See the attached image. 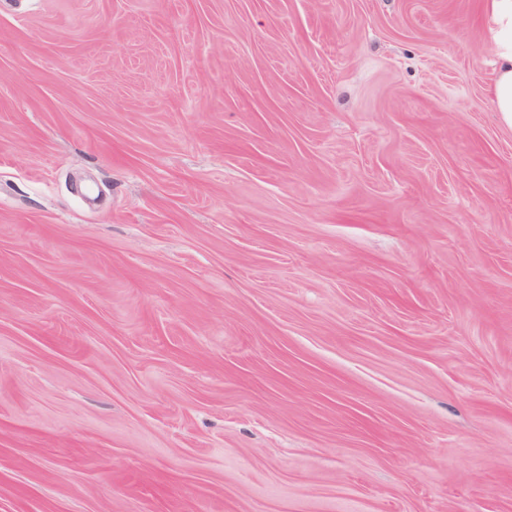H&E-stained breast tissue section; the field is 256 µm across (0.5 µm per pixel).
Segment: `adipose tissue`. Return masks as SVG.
I'll return each instance as SVG.
<instances>
[{
  "label": "adipose tissue",
  "instance_id": "obj_1",
  "mask_svg": "<svg viewBox=\"0 0 512 512\" xmlns=\"http://www.w3.org/2000/svg\"><path fill=\"white\" fill-rule=\"evenodd\" d=\"M484 23L495 51L490 98L501 122L512 128V0H483Z\"/></svg>",
  "mask_w": 512,
  "mask_h": 512
}]
</instances>
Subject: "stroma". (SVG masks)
I'll use <instances>...</instances> for the list:
<instances>
[{
  "mask_svg": "<svg viewBox=\"0 0 512 512\" xmlns=\"http://www.w3.org/2000/svg\"><path fill=\"white\" fill-rule=\"evenodd\" d=\"M482 0H0V512H512V129Z\"/></svg>",
  "mask_w": 512,
  "mask_h": 512,
  "instance_id": "35a3bbf8",
  "label": "stroma"
}]
</instances>
